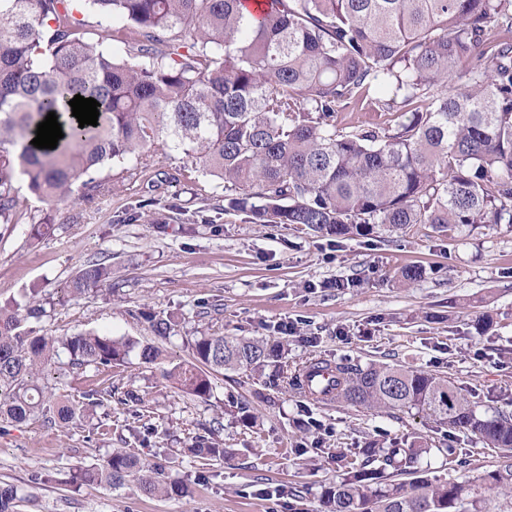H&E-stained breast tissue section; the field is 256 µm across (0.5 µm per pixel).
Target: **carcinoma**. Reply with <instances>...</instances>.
Wrapping results in <instances>:
<instances>
[{
    "mask_svg": "<svg viewBox=\"0 0 512 512\" xmlns=\"http://www.w3.org/2000/svg\"><path fill=\"white\" fill-rule=\"evenodd\" d=\"M138 43L133 61L110 47L115 30L84 37L74 0H0V229L18 223L20 181L50 207L92 200L148 165L161 141L186 158L181 176L205 173L234 194L253 223L299 224L329 237L403 231L429 224L444 233L512 224V0H268L258 13L242 0H86ZM100 103L97 126L79 127L69 101ZM367 106L387 118L348 130L338 115ZM55 112L64 137L31 144ZM110 174L100 179L102 168ZM112 287V264L84 262L65 292ZM35 299L0 304V419L35 413L66 426L78 409L112 397L88 388L51 403L39 375L60 358L78 375L154 363L162 350L95 331L31 336ZM155 336L175 324L150 317ZM193 361L169 377L201 398L210 372H261L272 364L289 390L313 401L374 411L417 409L500 450L480 485L512 498V415H479L448 377L399 364L309 358L288 367L286 349L262 338L216 333L191 341ZM210 460L224 443L199 436L186 448ZM430 453L413 440L336 449L342 477L320 512H483L475 485L433 480L417 468ZM137 476L154 496L153 469L117 450L82 480L113 489ZM411 475L410 482L399 481ZM20 497L0 484V512Z\"/></svg>",
    "mask_w": 512,
    "mask_h": 512,
    "instance_id": "obj_1",
    "label": "carcinoma"
}]
</instances>
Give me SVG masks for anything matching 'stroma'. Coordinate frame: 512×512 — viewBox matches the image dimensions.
<instances>
[{"label":"stroma","instance_id":"stroma-1","mask_svg":"<svg viewBox=\"0 0 512 512\" xmlns=\"http://www.w3.org/2000/svg\"><path fill=\"white\" fill-rule=\"evenodd\" d=\"M180 154L156 147L149 165L109 195L53 209L21 190L15 230L0 237V302L37 290L46 314L34 334L98 331L158 342L162 357L95 377L109 401L50 427L42 417L0 421V483L20 512H317L341 477L333 452L420 436L440 480L474 481L497 449L417 412L396 415L314 403L269 387L262 374L219 372L209 398L165 378L190 361L191 338L208 333L283 343L289 362L315 356L362 366L397 363L448 376L477 410L512 412V224L435 232L325 238L294 224H254L230 209L211 178L179 174ZM50 219L51 237H30ZM112 264V288L81 297L65 284L91 259ZM421 278L400 279L403 268ZM174 315L177 335L156 341L148 314ZM488 314L493 326L478 334ZM297 325L287 333L286 323ZM148 410L145 424L136 411ZM219 428L228 452L196 461L186 449ZM122 448L184 492L146 496L135 481L106 489L75 480Z\"/></svg>","mask_w":512,"mask_h":512}]
</instances>
